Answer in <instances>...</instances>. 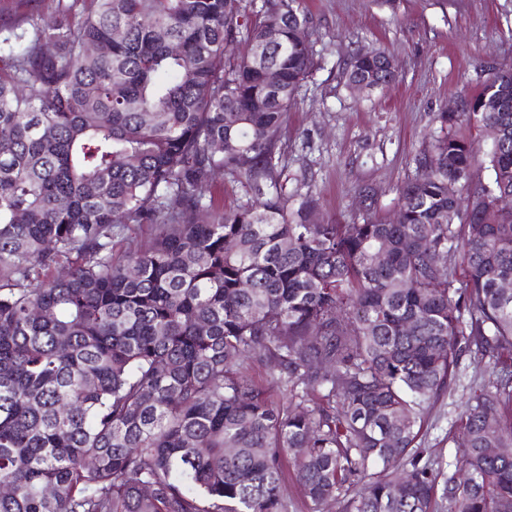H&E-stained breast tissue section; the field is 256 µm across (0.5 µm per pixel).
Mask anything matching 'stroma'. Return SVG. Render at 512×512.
<instances>
[{
    "label": "stroma",
    "mask_w": 512,
    "mask_h": 512,
    "mask_svg": "<svg viewBox=\"0 0 512 512\" xmlns=\"http://www.w3.org/2000/svg\"><path fill=\"white\" fill-rule=\"evenodd\" d=\"M316 65L300 87L277 148L279 183L291 207L318 201L317 221H360L362 192L391 217L397 190L418 173L416 160L442 134L440 113L456 112L493 66L512 62V0H302ZM388 49L397 77L361 96L347 89L349 55ZM495 374L473 355L460 382L427 418L425 456L452 461L448 432L472 387Z\"/></svg>",
    "instance_id": "35a3bbf8"
}]
</instances>
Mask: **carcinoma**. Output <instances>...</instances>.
<instances>
[{
	"instance_id": "obj_1",
	"label": "carcinoma",
	"mask_w": 512,
	"mask_h": 512,
	"mask_svg": "<svg viewBox=\"0 0 512 512\" xmlns=\"http://www.w3.org/2000/svg\"><path fill=\"white\" fill-rule=\"evenodd\" d=\"M307 25L301 0H57L0 36V512H288L287 455L311 512H512V64L442 113L393 218L368 194L314 224L275 164ZM224 173L258 203H204ZM467 352L497 381L450 473L422 430Z\"/></svg>"
}]
</instances>
